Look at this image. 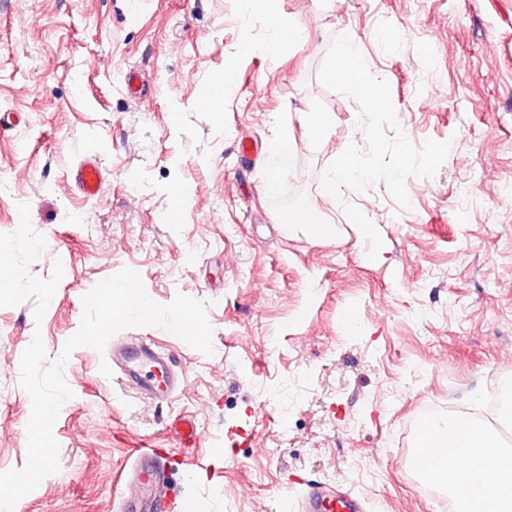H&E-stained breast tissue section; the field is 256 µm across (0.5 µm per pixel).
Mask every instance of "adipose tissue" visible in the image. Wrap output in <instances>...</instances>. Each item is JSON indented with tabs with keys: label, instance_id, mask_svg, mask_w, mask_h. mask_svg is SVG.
Instances as JSON below:
<instances>
[{
	"label": "adipose tissue",
	"instance_id": "obj_1",
	"mask_svg": "<svg viewBox=\"0 0 512 512\" xmlns=\"http://www.w3.org/2000/svg\"><path fill=\"white\" fill-rule=\"evenodd\" d=\"M252 13L266 23L269 55H280L297 43L300 33L281 21L272 0H249ZM428 459L447 462V482L462 496L465 512H512V454L489 431H477L464 415L454 416L451 427L428 425L423 432Z\"/></svg>",
	"mask_w": 512,
	"mask_h": 512
}]
</instances>
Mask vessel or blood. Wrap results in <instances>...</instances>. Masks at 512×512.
Listing matches in <instances>:
<instances>
[{"mask_svg": "<svg viewBox=\"0 0 512 512\" xmlns=\"http://www.w3.org/2000/svg\"><path fill=\"white\" fill-rule=\"evenodd\" d=\"M71 174L75 189L84 197L94 198L100 194L103 170L96 158L85 157L74 166ZM109 360L128 385L158 403L171 401L183 383L181 373L172 367L170 354L148 336L129 335L113 341ZM175 434L187 456L202 438L196 421L189 416L177 419ZM125 481L130 490L119 501L121 512H170L173 503L159 449H135ZM285 504L288 512H366L367 508L364 499L310 483L300 497H286Z\"/></svg>", "mask_w": 512, "mask_h": 512, "instance_id": "1", "label": "vessel or blood"}]
</instances>
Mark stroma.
<instances>
[{"label":"stroma","mask_w":512,"mask_h":512,"mask_svg":"<svg viewBox=\"0 0 512 512\" xmlns=\"http://www.w3.org/2000/svg\"><path fill=\"white\" fill-rule=\"evenodd\" d=\"M275 7L302 34L277 58L247 0H0V113L20 116L0 129L12 280L0 291V472L27 460L23 351L38 335L56 360L84 296L122 268L158 304L207 302L213 348L142 328L185 376L162 405L76 348L53 427L60 469L20 512H117L127 449L175 447L179 415L203 440L169 474L176 512H282L294 475L373 512H442L403 464L418 416L450 402L478 411L490 381L512 382V0ZM343 33L388 82L408 140L452 143L434 177L407 179L409 207L382 183L322 190L349 145L368 150L358 102L318 79ZM305 112L332 113L327 140L309 141ZM276 127L294 162L269 183ZM89 153L106 176L93 199L70 178ZM292 194L335 234L287 226ZM345 201L380 233L383 261L345 223ZM231 430L250 437L225 447Z\"/></svg>","instance_id":"stroma-1"}]
</instances>
